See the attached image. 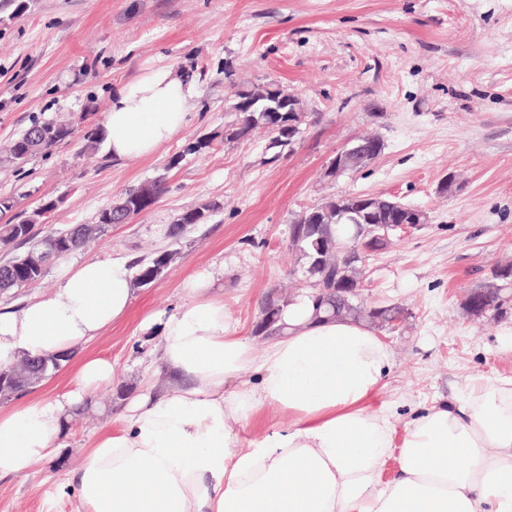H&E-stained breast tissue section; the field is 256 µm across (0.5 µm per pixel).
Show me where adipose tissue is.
I'll return each instance as SVG.
<instances>
[{
	"instance_id": "adipose-tissue-1",
	"label": "adipose tissue",
	"mask_w": 512,
	"mask_h": 512,
	"mask_svg": "<svg viewBox=\"0 0 512 512\" xmlns=\"http://www.w3.org/2000/svg\"><path fill=\"white\" fill-rule=\"evenodd\" d=\"M194 79L162 67L112 95L102 129L113 157L153 155L185 125ZM214 274L187 284L174 313L155 311L161 358L179 388L144 386L96 435L69 481L81 512H512V376H483L459 403L396 432L376 405L391 347L363 321L314 318L307 297L263 349L240 336L215 297ZM134 301L122 258L72 265L51 293L0 311V365L20 355L74 356V390L0 410V477L49 457L86 393L111 382L108 360L77 348L124 320ZM284 413L258 441L237 426ZM398 474L385 479L390 458Z\"/></svg>"
}]
</instances>
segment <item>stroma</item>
I'll list each match as a JSON object with an SVG mask.
<instances>
[{
	"mask_svg": "<svg viewBox=\"0 0 512 512\" xmlns=\"http://www.w3.org/2000/svg\"><path fill=\"white\" fill-rule=\"evenodd\" d=\"M196 76L185 126L154 155L112 159L102 127L118 87L147 70ZM276 83L302 100L295 142L279 155L257 128L235 142L224 128L242 84ZM69 121L66 141L23 166L0 163L8 219L60 198L37 236L91 224L125 189L165 176L166 192L128 223L111 224L89 246L51 261L41 280L0 295L17 309L55 288L63 269L89 258L136 261L174 254L163 274L135 288L129 317L82 345L112 362L111 384L89 392L91 410L73 413L61 448L34 470L0 479V512H77L63 484L85 462L96 433L110 427L154 376L169 375L151 311H173L186 282L223 268L215 291L255 349L266 294L305 289L289 248L297 215L323 198L370 194L425 210L427 224L370 257L362 299L399 304L406 324L383 331L395 367L379 395L397 404L394 424L412 411L457 399L473 380L512 376V310L475 323L468 288L512 259V0H24L0 8V151L34 123ZM384 150L369 167L338 179L324 172L337 150L364 132ZM211 140L203 154L189 141ZM178 165H171V158ZM458 190L440 193L447 176ZM205 207L206 223L180 238L169 230L185 210Z\"/></svg>",
	"mask_w": 512,
	"mask_h": 512,
	"instance_id": "1",
	"label": "stroma"
}]
</instances>
